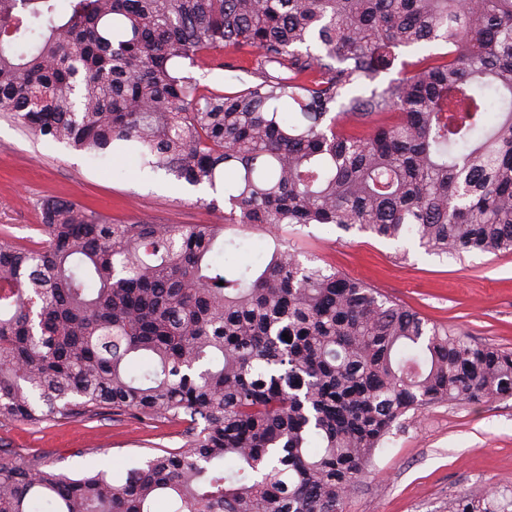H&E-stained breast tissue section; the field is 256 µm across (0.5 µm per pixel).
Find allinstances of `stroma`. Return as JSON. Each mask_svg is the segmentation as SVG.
<instances>
[{
	"label": "stroma",
	"instance_id": "1",
	"mask_svg": "<svg viewBox=\"0 0 512 512\" xmlns=\"http://www.w3.org/2000/svg\"><path fill=\"white\" fill-rule=\"evenodd\" d=\"M206 191L141 168L133 158L94 160L63 144L34 138L0 118V232L34 246L42 241L39 208L48 199L79 201L117 224H220L258 259L268 234L228 224L202 206ZM291 239L332 267L421 315L475 341L512 349V254L439 258L417 241H389L356 229L304 227ZM184 427L164 419L103 412L39 425L0 421V462L44 455L56 469L125 477L162 449L184 447ZM512 489V398L448 402L407 417L376 449L352 490L346 512H448L466 491Z\"/></svg>",
	"mask_w": 512,
	"mask_h": 512
}]
</instances>
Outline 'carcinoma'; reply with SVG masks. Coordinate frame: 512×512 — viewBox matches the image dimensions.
<instances>
[{
	"instance_id": "obj_1",
	"label": "carcinoma",
	"mask_w": 512,
	"mask_h": 512,
	"mask_svg": "<svg viewBox=\"0 0 512 512\" xmlns=\"http://www.w3.org/2000/svg\"><path fill=\"white\" fill-rule=\"evenodd\" d=\"M432 43L448 52L361 91ZM228 48L252 80L201 85L193 69ZM0 114L225 208L222 224H114L50 199L39 246L0 236V420L108 411L187 438L120 480L0 462V512H346L408 412L512 398V351L280 237L334 225L440 257L512 251V0H0ZM226 223L272 252L218 264L238 249ZM502 496L449 512H512Z\"/></svg>"
}]
</instances>
